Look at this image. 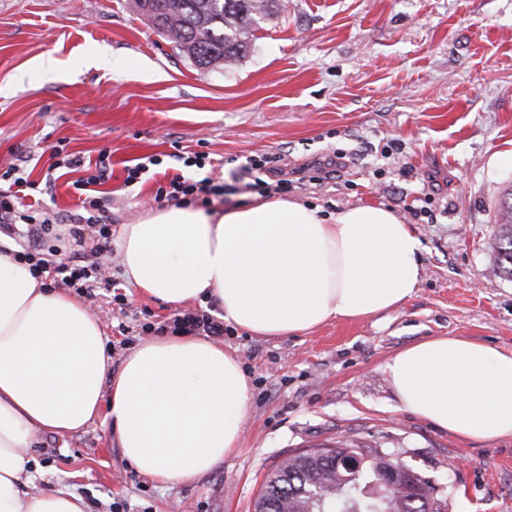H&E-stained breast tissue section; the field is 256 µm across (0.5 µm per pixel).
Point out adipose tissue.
I'll list each match as a JSON object with an SVG mask.
<instances>
[{"instance_id": "ef3b65f1", "label": "adipose tissue", "mask_w": 512, "mask_h": 512, "mask_svg": "<svg viewBox=\"0 0 512 512\" xmlns=\"http://www.w3.org/2000/svg\"><path fill=\"white\" fill-rule=\"evenodd\" d=\"M128 281L172 305L223 311L253 336H292L402 306L422 278L421 242L382 206L324 214L279 196L224 211L156 208L114 241ZM89 307L43 288L0 253V512H86L35 490L39 434H76L108 404L128 462L161 483L193 480L238 448L251 383L239 358L200 336H155L111 372ZM403 407L473 439L512 437V352L437 336L386 366Z\"/></svg>"}]
</instances>
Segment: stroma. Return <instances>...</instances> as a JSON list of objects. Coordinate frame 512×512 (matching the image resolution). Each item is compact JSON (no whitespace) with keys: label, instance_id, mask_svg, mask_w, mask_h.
Listing matches in <instances>:
<instances>
[{"label":"stroma","instance_id":"1","mask_svg":"<svg viewBox=\"0 0 512 512\" xmlns=\"http://www.w3.org/2000/svg\"><path fill=\"white\" fill-rule=\"evenodd\" d=\"M106 51L108 63L86 67ZM59 63L44 75L38 60ZM112 153V224L155 207L178 149L208 153L228 188L247 158L296 170L332 152L335 181L289 198L333 214L381 204L422 242L423 281L399 309L296 336L230 327L221 340L252 381L239 447L185 483L132 467L109 419L29 455L39 490L83 497L88 512H254L286 457L351 440L395 454L435 488L443 512H512V437L467 438L405 410L385 371L401 350L458 336L512 352V280L498 262L496 204L512 186V0H288L229 68L201 69L160 37L131 0H0V166L21 152L41 182L48 151ZM165 154L124 186L125 166ZM109 291L88 306L112 370L176 306L141 296L118 255Z\"/></svg>","mask_w":512,"mask_h":512}]
</instances>
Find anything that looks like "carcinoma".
Here are the masks:
<instances>
[{
    "instance_id": "1",
    "label": "carcinoma",
    "mask_w": 512,
    "mask_h": 512,
    "mask_svg": "<svg viewBox=\"0 0 512 512\" xmlns=\"http://www.w3.org/2000/svg\"><path fill=\"white\" fill-rule=\"evenodd\" d=\"M285 0H134L159 36L202 68L238 61L251 47L254 31L283 9ZM499 258L494 272L512 279V189L498 204ZM362 457L357 475L333 472L329 457L309 463L295 456L266 476L261 493L272 512H392L396 495L381 482L375 448L350 441Z\"/></svg>"
}]
</instances>
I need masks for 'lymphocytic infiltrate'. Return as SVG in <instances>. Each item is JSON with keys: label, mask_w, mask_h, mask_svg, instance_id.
Listing matches in <instances>:
<instances>
[{"label": "lymphocytic infiltrate", "mask_w": 512, "mask_h": 512, "mask_svg": "<svg viewBox=\"0 0 512 512\" xmlns=\"http://www.w3.org/2000/svg\"><path fill=\"white\" fill-rule=\"evenodd\" d=\"M50 158L43 190L52 193L59 178L71 176L78 195L75 209L60 213L29 204L28 191L33 187L27 170L29 158L18 155L15 163L0 168V238L15 242L13 258L26 263L35 277L49 280L51 287L72 289L91 298L98 289L113 286L99 261L112 244V197L102 190L112 177L111 154L100 153L96 162L89 164L58 144ZM174 159L184 171L159 186L156 201L207 208L213 201L223 200V184L209 176H194L195 171L205 169V154L190 151L175 154ZM245 170L251 177L247 190L262 196L287 193L293 184L275 155L249 158Z\"/></svg>", "instance_id": "1"}]
</instances>
